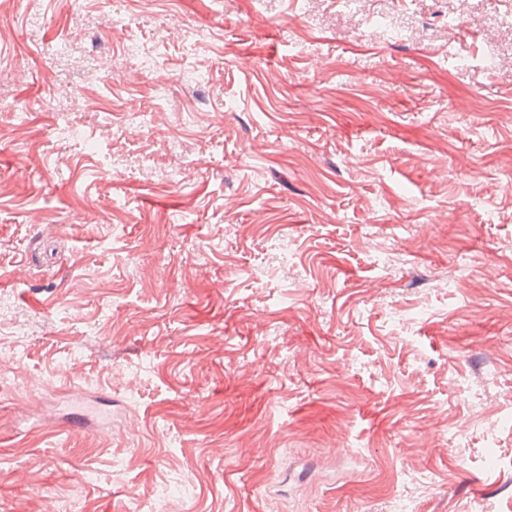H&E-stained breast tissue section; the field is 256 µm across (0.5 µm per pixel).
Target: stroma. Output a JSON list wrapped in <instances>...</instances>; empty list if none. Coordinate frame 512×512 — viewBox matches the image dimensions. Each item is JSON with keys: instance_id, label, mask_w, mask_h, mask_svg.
I'll return each instance as SVG.
<instances>
[{"instance_id": "stroma-1", "label": "stroma", "mask_w": 512, "mask_h": 512, "mask_svg": "<svg viewBox=\"0 0 512 512\" xmlns=\"http://www.w3.org/2000/svg\"><path fill=\"white\" fill-rule=\"evenodd\" d=\"M509 5L15 0L0 512H512ZM13 348V341L0 336V393L15 389L19 383L16 378L18 366L15 365L13 358L10 356Z\"/></svg>"}]
</instances>
